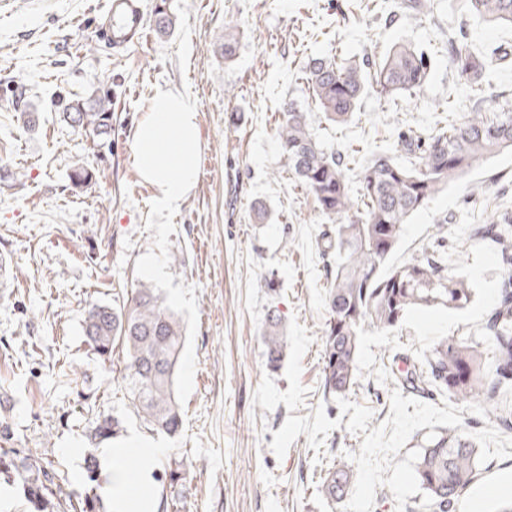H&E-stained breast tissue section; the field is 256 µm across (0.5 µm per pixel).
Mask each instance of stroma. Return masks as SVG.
<instances>
[{"label":"stroma","mask_w":512,"mask_h":512,"mask_svg":"<svg viewBox=\"0 0 512 512\" xmlns=\"http://www.w3.org/2000/svg\"><path fill=\"white\" fill-rule=\"evenodd\" d=\"M106 0H0V422L12 447L85 490L89 434L118 417L111 446L135 437L161 447L154 463L189 465L182 512H425L415 478L420 449L448 428L478 449L479 480L455 512H494L512 499V431L441 394L393 384V356L422 357L443 336L479 337L504 278L498 254L470 240L490 222L484 199L512 197V151L484 160L404 224L392 256L401 262L442 242L476 295L459 311L420 308L397 328H366L357 385L325 400L326 228L313 197L289 176L278 127L286 104L306 112L324 144L366 158L399 131L495 111L512 98V27L460 13L441 0L433 19L389 0H170L173 33L115 57L98 36ZM465 31L487 66L474 101L448 67V37ZM238 34L233 60L224 34ZM425 50L434 66L420 93L386 102L367 94L346 126L328 122L306 91L311 57L378 59L391 48ZM508 57H501V49ZM189 90L198 112L200 165L170 234L169 273L194 286L198 328L193 391L174 436L148 430L123 388L124 364L101 363L85 342L88 307L136 283L137 259L155 189L135 165L134 134L157 90ZM112 100L111 149L61 116L65 101ZM83 166L92 182L74 186ZM262 203L264 222L253 218ZM285 342L269 371L262 335L268 311ZM354 459L347 496L327 499L321 480L334 460Z\"/></svg>","instance_id":"35a3bbf8"}]
</instances>
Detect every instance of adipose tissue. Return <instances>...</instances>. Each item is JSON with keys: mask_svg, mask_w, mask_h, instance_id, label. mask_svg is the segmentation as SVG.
<instances>
[{"mask_svg": "<svg viewBox=\"0 0 512 512\" xmlns=\"http://www.w3.org/2000/svg\"><path fill=\"white\" fill-rule=\"evenodd\" d=\"M137 454L143 462L139 472V491H131L128 475L122 466L123 459ZM99 454V475L108 503L109 512H152V504L147 496L153 479V465L161 451L149 446H123L102 448Z\"/></svg>", "mask_w": 512, "mask_h": 512, "instance_id": "obj_1", "label": "adipose tissue"}]
</instances>
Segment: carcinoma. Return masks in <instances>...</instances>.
<instances>
[{
	"label": "carcinoma",
	"mask_w": 512,
	"mask_h": 512,
	"mask_svg": "<svg viewBox=\"0 0 512 512\" xmlns=\"http://www.w3.org/2000/svg\"><path fill=\"white\" fill-rule=\"evenodd\" d=\"M465 13L512 26V0H454ZM433 0H397L398 8L432 14ZM155 31H174L176 17L168 0H155ZM448 66L461 76L486 67L473 53L462 33L449 40ZM431 70V56L399 46L378 60L316 57L304 67L305 80L315 104L327 120L343 125L354 116L365 95L372 91L385 100L419 92ZM64 120L106 136L112 130L110 100L91 103L73 99L65 104ZM281 154L294 179L315 198L321 214L332 224L323 253L336 254L330 270L327 298L329 317L324 330V391L332 397L348 395L356 385L357 358L364 328L397 326L414 308L443 306L461 310L472 302L465 270L448 263V253L437 245L405 262H391L402 226L448 183L480 161L502 150H512V101L503 100L495 112L448 115L422 132L398 134L395 151L410 156L399 163L389 152H378L349 168L342 152L316 140L306 113L288 106L279 126ZM354 171L349 179L347 171ZM494 220L480 241L495 248L512 265V203L493 209ZM279 316L270 311L263 344L267 366L276 370L284 341ZM485 336L443 337L423 359L404 371L391 372L400 385L417 391H437L464 402L487 405L495 424L512 429V277L502 281L498 299L485 322ZM86 341L102 361L122 353L123 377L137 415L151 430L174 435L182 426L174 378L184 347L180 319L164 306L160 293L146 283L116 293L110 303H95L84 320ZM119 432V420L98 421L93 435L99 440ZM99 465L85 462L87 489L68 496L72 512H97L102 501ZM416 479L426 495L429 512H454L459 497L480 475L475 445L462 432L446 430L421 448ZM24 477V494L33 512H59L63 501L61 477L37 464L17 448H0V474ZM186 469L174 457L164 467L163 495L158 512H179ZM353 478L351 461L344 458L328 470L322 493L342 500Z\"/></svg>",
	"instance_id": "carcinoma-1"
}]
</instances>
